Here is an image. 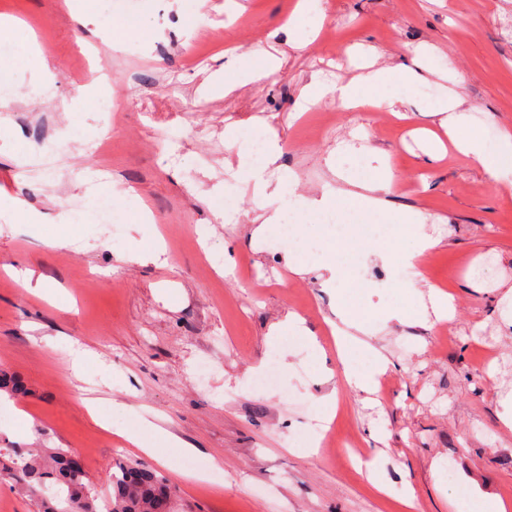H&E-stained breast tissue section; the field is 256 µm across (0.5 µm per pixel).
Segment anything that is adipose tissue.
<instances>
[{"instance_id":"adipose-tissue-1","label":"adipose tissue","mask_w":512,"mask_h":512,"mask_svg":"<svg viewBox=\"0 0 512 512\" xmlns=\"http://www.w3.org/2000/svg\"><path fill=\"white\" fill-rule=\"evenodd\" d=\"M426 55V49H417L414 66L399 70L392 67H370L353 83L340 87L320 86L318 95L322 98L333 94L339 95L345 106L349 108L363 106L393 110L395 101L385 95L386 85L396 78L407 83L422 80L423 74L419 65ZM434 112L439 115L441 127L447 131L449 139L458 152L477 160L492 176L502 181L504 188L512 187V134H503V145L499 152H489L481 135L471 129L465 101L458 92H450L442 97ZM398 186L399 178L396 172L391 167H384L370 181L368 194L345 198L344 203L350 211L351 223H362L364 217L370 216L377 223L388 225L391 238L416 234L412 214L396 215L388 200L389 195Z\"/></svg>"}]
</instances>
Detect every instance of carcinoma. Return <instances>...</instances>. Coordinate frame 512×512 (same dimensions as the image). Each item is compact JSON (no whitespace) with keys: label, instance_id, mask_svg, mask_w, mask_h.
Here are the masks:
<instances>
[{"label":"carcinoma","instance_id":"carcinoma-1","mask_svg":"<svg viewBox=\"0 0 512 512\" xmlns=\"http://www.w3.org/2000/svg\"><path fill=\"white\" fill-rule=\"evenodd\" d=\"M61 448H39L27 455L17 451L0 470L35 503L36 512H99L82 468L69 465ZM131 464L120 462L112 472L109 512H176L165 506L160 492L169 487L165 476L141 464L138 482H130Z\"/></svg>","mask_w":512,"mask_h":512}]
</instances>
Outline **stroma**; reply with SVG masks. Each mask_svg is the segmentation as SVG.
Returning a JSON list of instances; mask_svg holds the SVG:
<instances>
[{"label": "stroma", "instance_id": "obj_1", "mask_svg": "<svg viewBox=\"0 0 512 512\" xmlns=\"http://www.w3.org/2000/svg\"><path fill=\"white\" fill-rule=\"evenodd\" d=\"M296 2L0 0V16L20 23L17 41L0 46L12 74L0 106L15 115L0 131V370L22 388L0 402V448L69 449L102 498L116 462L145 464L183 512H476L486 496L512 512V192L455 150L435 163L425 153L445 135L432 108L451 68L473 122L512 131V0H319L323 24L309 13L289 28ZM126 17L140 21L137 41ZM419 47L428 74L391 85L397 113L329 97L326 127L306 110L313 81L345 84L364 63L407 64ZM231 48L275 73L244 81ZM230 128L277 142L264 171L270 204L241 180ZM39 148L63 150L65 171L26 180ZM386 165L400 176L395 209L438 240L431 268L368 252L336 278L316 261L346 214L309 202L328 189L361 193L348 175ZM102 167L113 223L86 188ZM286 175L297 186L282 200ZM228 200L234 210L217 219ZM270 217L275 227L254 242ZM61 232L65 245L48 246ZM157 241L166 263L152 257ZM430 285L451 295L453 315L425 328L411 294ZM343 300L368 314L359 340L390 361L384 393L352 391L340 373L320 383L311 348L270 334L299 316L335 360ZM73 346L91 352L77 372L66 363ZM264 370L276 382L258 385ZM140 416L192 452L135 448L120 432ZM322 424L365 457L309 447ZM378 454L372 478L365 460Z\"/></svg>", "mask_w": 512, "mask_h": 512}]
</instances>
